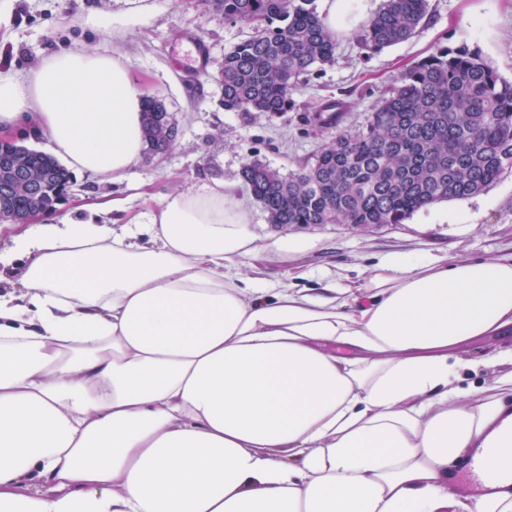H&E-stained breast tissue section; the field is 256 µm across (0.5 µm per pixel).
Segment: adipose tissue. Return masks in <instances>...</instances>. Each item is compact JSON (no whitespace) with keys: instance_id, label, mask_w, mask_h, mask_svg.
I'll use <instances>...</instances> for the list:
<instances>
[{"instance_id":"1","label":"adipose tissue","mask_w":512,"mask_h":512,"mask_svg":"<svg viewBox=\"0 0 512 512\" xmlns=\"http://www.w3.org/2000/svg\"><path fill=\"white\" fill-rule=\"evenodd\" d=\"M144 101L120 48L53 51L0 72V137L33 124L73 172L120 181ZM11 239L0 512H512V255L269 286L240 264L257 237L223 185L118 231L36 217ZM481 456L482 493L457 494Z\"/></svg>"}]
</instances>
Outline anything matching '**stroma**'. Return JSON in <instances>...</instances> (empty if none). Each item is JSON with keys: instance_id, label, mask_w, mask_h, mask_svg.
Here are the masks:
<instances>
[{"instance_id": "obj_1", "label": "stroma", "mask_w": 512, "mask_h": 512, "mask_svg": "<svg viewBox=\"0 0 512 512\" xmlns=\"http://www.w3.org/2000/svg\"><path fill=\"white\" fill-rule=\"evenodd\" d=\"M384 0H362L336 33V59L319 67L293 92L294 107L279 114L224 111L217 82L225 53L247 35L246 28L204 10L198 0H7L0 9V71H24L57 48L101 54L120 44L133 81L159 99L178 130L165 156L143 155L126 179L112 182L84 174L73 195L51 221L123 224L143 218V194L236 187L263 250L258 265L273 283L299 281L319 289L345 282L357 269L401 254L409 257L492 258L512 254V173L464 200L441 201L401 224H271L240 177L250 159L281 172L313 160L337 133L353 134L393 76L439 49L466 45L504 78L512 80V0H429L430 14L410 39L378 52L358 39ZM204 41L202 59L192 45ZM346 102L338 127L322 128L314 114L326 100ZM125 200L124 212L100 210L105 201ZM291 239L295 248L273 243Z\"/></svg>"}]
</instances>
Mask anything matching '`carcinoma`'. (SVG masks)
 <instances>
[{
  "mask_svg": "<svg viewBox=\"0 0 512 512\" xmlns=\"http://www.w3.org/2000/svg\"><path fill=\"white\" fill-rule=\"evenodd\" d=\"M250 35L224 54L218 82L228 112L276 114L316 68L335 60L336 39L313 0H203ZM428 0H385L365 26L362 47L377 52L412 37L428 18ZM346 105L329 101L316 121L340 122ZM164 105L149 97V149L167 138ZM38 182L32 193L13 169ZM512 171V82L476 49L438 50L392 79L365 130L339 134L310 165L283 174L258 159L241 177L270 224H401L436 202L474 196ZM0 221L51 214L73 177L53 157L0 142Z\"/></svg>",
  "mask_w": 512,
  "mask_h": 512,
  "instance_id": "obj_1",
  "label": "carcinoma"
}]
</instances>
